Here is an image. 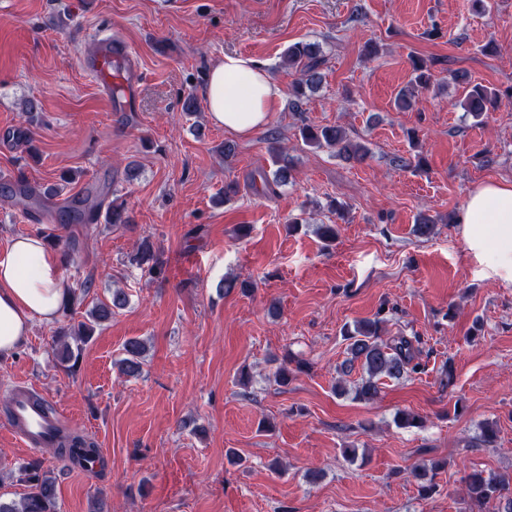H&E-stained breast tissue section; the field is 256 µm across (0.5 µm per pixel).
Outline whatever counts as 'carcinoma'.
<instances>
[{
    "label": "carcinoma",
    "mask_w": 512,
    "mask_h": 512,
    "mask_svg": "<svg viewBox=\"0 0 512 512\" xmlns=\"http://www.w3.org/2000/svg\"><path fill=\"white\" fill-rule=\"evenodd\" d=\"M326 59L316 43L303 41L288 46L281 65L300 73L289 90V109L300 113L303 111L306 92L318 89L322 81L321 68ZM414 86L402 89L395 98V104L409 110L415 104V88L427 89L433 79L430 66L422 58L413 59ZM500 99V93L493 88L475 84L466 88L464 96L455 101L460 107L474 118H480L484 112L495 107ZM304 144L310 148H326L335 153L336 157L348 162H362L368 155V148L352 139L340 129L314 126H304L300 129ZM273 164L276 169L272 178L265 179L269 188L285 184L291 177V159L281 148L272 151ZM59 189L47 186L44 190L28 186L25 180H19L11 196L28 210L30 201L36 195L53 197ZM107 194L85 189L67 201L66 212L69 218L78 223H93L97 220L101 209H106L110 224L116 226L126 222L124 204L112 200L105 202ZM128 304V295L121 289H115L109 298L98 301L87 314V321L78 323L77 330L57 338L56 356L62 363H69L78 358L81 345L88 342L95 328L112 318V314ZM383 320H363L354 329L344 331V339L348 341L346 358L339 366L343 375L350 374L355 368H360L362 375L354 385V399L370 402L380 393V381L384 378L401 380L418 372L421 368L418 347L420 339L417 336H394L385 341L381 337ZM145 345L137 338H130L123 344V357L120 359L121 372L127 377H138L142 372V359ZM54 452L69 461L74 467L82 468L86 463L98 465L99 472H104L107 463L96 444L79 435L67 436L58 444ZM29 492L20 504L0 501V512H56L55 485L52 478L32 469L26 473ZM509 485V480L496 475H486L482 471H474L467 477V494L472 503L486 506L495 496Z\"/></svg>",
    "instance_id": "1"
}]
</instances>
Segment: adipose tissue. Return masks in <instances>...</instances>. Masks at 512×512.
<instances>
[{"instance_id":"adipose-tissue-1","label":"adipose tissue","mask_w":512,"mask_h":512,"mask_svg":"<svg viewBox=\"0 0 512 512\" xmlns=\"http://www.w3.org/2000/svg\"><path fill=\"white\" fill-rule=\"evenodd\" d=\"M210 120L247 135L263 126L282 98L262 64L228 54L211 68L205 89ZM474 252L498 248L496 267L512 277V184L486 183L467 197L460 218ZM65 300L63 259L40 236L11 238L0 250V355L18 349L35 322H51Z\"/></svg>"}]
</instances>
